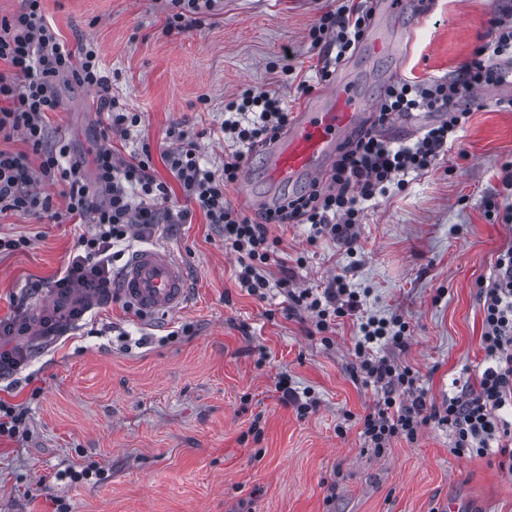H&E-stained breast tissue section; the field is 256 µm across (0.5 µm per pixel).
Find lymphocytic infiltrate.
<instances>
[{
	"instance_id": "lymphocytic-infiltrate-1",
	"label": "lymphocytic infiltrate",
	"mask_w": 512,
	"mask_h": 512,
	"mask_svg": "<svg viewBox=\"0 0 512 512\" xmlns=\"http://www.w3.org/2000/svg\"><path fill=\"white\" fill-rule=\"evenodd\" d=\"M19 11L0 18V140L22 136L28 152L0 149V214L32 212L53 223L72 221L88 225L55 286L60 294L76 288H105L110 284L116 248H130L141 232L162 224H184L189 209L173 210L172 187L180 185L187 201L204 212L208 223L224 232V245L239 255L240 287L259 295L268 286L265 268L278 245L271 238L273 224L296 222L310 227L312 237L353 238L362 205L403 187L411 173L433 169L452 148L468 117L472 93L488 86L512 84V63L499 64L512 53V6L502 5L493 21L490 40L476 47L470 59L447 80L398 81L382 93L378 122L409 112H445L448 121L426 129L412 141H394L374 132L359 133L344 146L327 175L326 185L311 183L308 191L284 197L272 207L248 217L225 199L249 152L274 139L288 124L290 114L282 100L266 91L244 89L224 105L221 132L234 146L222 171L200 162L198 147L183 130L168 133L171 149L164 160L173 182L159 179L152 168L150 150L131 159L115 158L111 135H127L140 115L127 111L110 93L99 52L93 44L72 52L60 43L44 21L42 0H22ZM374 9L370 0H347L323 12L309 31L312 47L323 51V80L333 66L348 58L363 40ZM68 78L80 86L96 88L102 115L101 144L95 155V182L87 184L77 164L68 160L65 143L46 144L45 117L61 105L56 81ZM40 164L31 167L30 155ZM62 185L64 209H57L50 194L36 184ZM316 315L315 327L327 331L336 318L360 309L359 294L345 276H336L316 294L305 290L296 297ZM485 367L478 390H462L449 397L444 410L429 409L426 393L408 367L390 359H373L381 343L404 346L407 326L397 319L366 318L359 324L354 351L366 381L380 385L382 395L363 415L362 434L376 451L396 439L416 440L429 422L448 426L454 455L485 457L494 453L512 457V246L502 250L494 274L482 291Z\"/></svg>"
}]
</instances>
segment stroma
Masks as SVG:
<instances>
[{
    "instance_id": "stroma-1",
    "label": "stroma",
    "mask_w": 512,
    "mask_h": 512,
    "mask_svg": "<svg viewBox=\"0 0 512 512\" xmlns=\"http://www.w3.org/2000/svg\"><path fill=\"white\" fill-rule=\"evenodd\" d=\"M498 0H404L376 14L395 54L367 45L343 62L359 93L377 101L390 84L452 77L487 41ZM333 0H220L189 30H168L169 0H44L43 15L70 50L93 41L112 94L142 122L113 137L116 157L150 146L155 175L173 176L163 154L172 126L196 137L203 163L221 171L224 103L251 88L278 93L289 112L322 88L309 31ZM61 111L49 142L66 140L93 178L100 143L94 90L59 79ZM512 84L481 93L462 137L432 171L368 202L352 244L311 239L306 224H273L279 245L264 296L237 281V253L200 209L146 245L173 251L189 293L176 313L144 317L120 299L96 300L83 319L42 335L43 305L59 298L84 224L0 215V235L26 246L0 253V319L32 326L15 337L27 360L0 379V399L21 405L25 431L0 436V512H512V473L495 456L457 457L447 426L375 453L361 417L379 394L356 369L357 318L319 333L293 294L322 292L345 275L360 314L399 317L405 346L379 354L409 367L427 401L477 387L483 369L479 293L512 245V223L489 208L512 173ZM287 377L319 399L298 416L275 390ZM262 430L253 439L251 425Z\"/></svg>"
}]
</instances>
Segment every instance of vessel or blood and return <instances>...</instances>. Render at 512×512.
I'll use <instances>...</instances> for the list:
<instances>
[{
  "label": "vessel or blood",
  "instance_id": "obj_1",
  "mask_svg": "<svg viewBox=\"0 0 512 512\" xmlns=\"http://www.w3.org/2000/svg\"><path fill=\"white\" fill-rule=\"evenodd\" d=\"M374 118L347 77L339 76L335 85L311 94L281 136L264 147L266 182L281 188L321 180L339 150ZM112 292L143 314H169L186 300V274L170 250L146 246L115 276Z\"/></svg>",
  "mask_w": 512,
  "mask_h": 512
}]
</instances>
